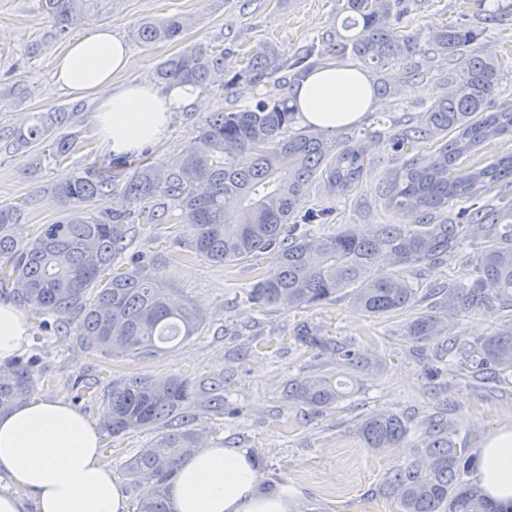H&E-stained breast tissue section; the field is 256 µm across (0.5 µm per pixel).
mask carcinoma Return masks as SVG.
<instances>
[{"label": "carcinoma", "mask_w": 512, "mask_h": 512, "mask_svg": "<svg viewBox=\"0 0 512 512\" xmlns=\"http://www.w3.org/2000/svg\"><path fill=\"white\" fill-rule=\"evenodd\" d=\"M86 0H39L61 32L75 26ZM341 29L322 33L291 66L293 79L324 59L351 58L371 69L379 95L391 92L387 71L416 54L431 61L453 58L448 91L417 124L391 139L404 156L383 178L381 195L399 218L358 231L350 224L330 234L310 231L325 224L327 208L300 212L302 198L319 184L329 198L344 195L362 177L366 152L355 136L299 125L289 93L280 83L243 109L220 110L200 120L196 136L174 163L139 160L93 162L69 170L43 187L63 207L53 224H27L19 205L0 206V289L42 319L49 331L65 327L87 351L108 357L149 355L177 339L201 333L207 315L190 302L173 301L175 288L154 275L159 258L142 252L122 267L113 263L128 246L132 224L175 219L189 232L187 247L214 265H237L260 254L268 270L248 289L249 303L270 311L331 304L341 295L371 318L402 316V336L417 343L444 341L448 355L484 383L512 384V208L479 204L482 191L512 192V105H492L499 93L501 62L475 46L486 27L456 24L428 32L426 41L408 30V0H344ZM189 27L178 14L143 19L136 40L181 42ZM231 52L197 43L163 60V84L191 83L206 90L256 86L271 78L273 51L242 54V66L225 65ZM66 110L41 112L15 133V143L37 151L34 168L48 158L62 166L81 141ZM457 170L448 180V167ZM110 207L96 210V202ZM464 207L455 222L436 220L449 203ZM469 239L476 252L466 260L464 282L421 293L407 271L432 268ZM465 311L500 318L489 336L463 342L447 336L448 324ZM307 347L336 355V373L293 384L286 399L316 410L330 409L346 392L335 376H354L369 361L351 345L332 342L303 327ZM39 371L34 359L0 365V414L26 403ZM194 395L181 376H129L105 386L100 422L111 437L151 430L154 438L124 461L123 475L138 495L136 512H173L168 483L182 460L203 445L196 421L170 420ZM370 448L399 447L404 422L376 412L359 425ZM418 459L388 477L399 512H499L467 475L475 460L456 447L452 428L429 423Z\"/></svg>", "instance_id": "obj_1"}]
</instances>
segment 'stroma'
<instances>
[{
	"label": "stroma",
	"instance_id": "1",
	"mask_svg": "<svg viewBox=\"0 0 512 512\" xmlns=\"http://www.w3.org/2000/svg\"><path fill=\"white\" fill-rule=\"evenodd\" d=\"M459 3L419 0L410 16L411 30L424 34L441 28L455 22L462 10L475 24L497 14L477 51L506 59L497 101L512 104V0H469L464 9ZM37 5L38 0H0V205L32 198L26 212L30 224H51L59 216L58 203L40 195V186L57 180L63 169L109 159L94 119L97 101L74 96L54 80L57 57L71 42L85 37L91 24L109 25L130 47V64L116 79L121 85L154 75L157 64L180 49L176 43L145 45L134 40L132 31L144 18H190L192 25L184 37L188 44L220 42L234 51L269 45L278 80L287 77L289 64L318 34L343 19L337 0H87L80 23L60 34ZM447 77L448 62L441 58L429 63L420 77L394 70L392 95L383 97L376 111L365 113L353 127L367 147L358 188L330 202L315 186L303 198V208L328 203L334 209L330 223L317 225V233L334 232L343 224L394 223L378 192L383 175L397 164L389 137L415 123L445 94ZM256 93V88L244 85L232 91H202L205 108L174 113L164 139L149 148L152 160H176L193 142L205 112L250 105ZM52 108L73 112V128L80 132L83 146L64 168L46 163L33 176V152L18 147L13 132L34 113ZM380 116L385 125L377 124ZM177 230L174 224H154L146 232H134L129 250L161 255L159 276L173 281L180 296L207 313L209 323L202 334L170 343L155 355L107 359L84 351L74 336L41 330L38 320H30V344L24 354L38 360L37 392H54L95 420L98 400H75V381L102 387L117 377L146 374L188 377L199 393L220 385L223 411L205 410L194 399L188 404L189 414L205 427L208 445L247 449L260 485L287 491L293 512H336L343 504L353 512H394L386 495V477L419 455L429 418L441 415L452 421L457 447L472 455L501 422L512 419L511 387L479 384L449 369L446 350L402 336L401 318L365 317L344 298L323 307L264 312L247 302L246 292L267 261L212 265L187 251L176 239ZM470 252V242L462 241L437 266L413 275L415 287L461 280ZM303 324L353 344L375 361L372 373L361 376L358 390L334 409L317 412L284 398L288 385L332 368L330 354L317 353L297 340L296 330ZM379 411L407 423L402 447L382 451L365 445L358 426Z\"/></svg>",
	"mask_w": 512,
	"mask_h": 512
}]
</instances>
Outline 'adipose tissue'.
Returning <instances> with one entry per match:
<instances>
[{"mask_svg": "<svg viewBox=\"0 0 512 512\" xmlns=\"http://www.w3.org/2000/svg\"><path fill=\"white\" fill-rule=\"evenodd\" d=\"M130 51L110 26L89 33L59 56L54 77L60 88L98 102L103 144L115 156L134 155L165 137L171 116L200 104L189 84L160 88L148 77L122 86L116 76ZM291 95L303 121L333 131L373 110L372 82L357 65L329 63L305 74ZM29 326L23 312L0 299V364L25 349ZM0 512H126L118 478L101 455L96 424L61 400L40 397L0 416ZM473 481L498 506L512 512V420L501 423L479 450ZM258 472L246 449L207 447L182 461L170 486L175 512H291L284 495L258 488Z\"/></svg>", "mask_w": 512, "mask_h": 512, "instance_id": "ef3b65f1", "label": "adipose tissue"}]
</instances>
